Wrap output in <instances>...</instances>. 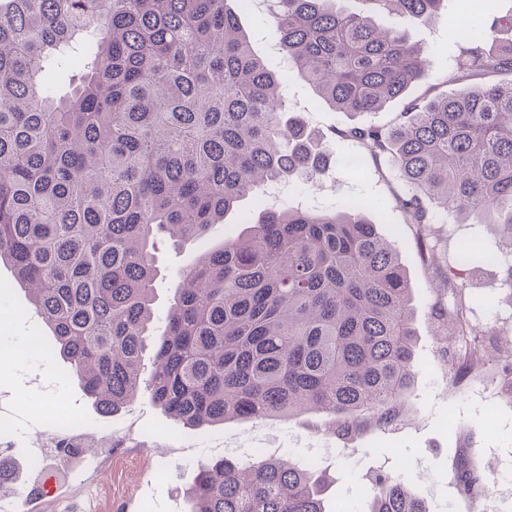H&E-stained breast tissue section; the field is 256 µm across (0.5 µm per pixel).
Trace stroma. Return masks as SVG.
<instances>
[{
	"label": "stroma",
	"mask_w": 512,
	"mask_h": 512,
	"mask_svg": "<svg viewBox=\"0 0 512 512\" xmlns=\"http://www.w3.org/2000/svg\"><path fill=\"white\" fill-rule=\"evenodd\" d=\"M448 15L444 9L429 21L407 27L410 41L427 48L429 61L428 77L414 84L409 96L431 94L451 72L458 46L448 36ZM238 16L254 51L271 70L285 72L287 65L274 45L267 10L253 5L239 10ZM285 97L289 113L326 145L329 170L310 182L289 183L277 208L328 210L352 201L372 202L369 217L398 251L410 278L418 341L415 383L404 401L406 422L392 430L367 425L344 443L326 434L331 418L324 413L188 428L170 419L144 394L112 415H100L66 364L50 352V331L32 312L9 266L0 263V354L16 350L27 336L40 337L42 344L20 364L0 362V412L16 422L10 453L22 466L17 488L0 493V503H11L13 512H26V496L42 477L30 468L39 454L32 443L50 416L79 423L82 433L92 437L93 446L77 456L48 461L46 469L56 472L58 491L43 500L42 512H85V499L76 488L95 485L101 469L107 467L114 487L109 512H188L186 489L199 465L265 451L300 458L325 471L328 512H361L364 492L380 472L401 475L433 512H512V396L490 393L502 379L501 366L489 361L467 377L456 378L451 355L435 333L437 311L456 306L483 335L512 332V289L503 285L502 269L489 262L467 266L461 260L468 241L492 240L490 226L465 223L441 212L431 227L428 249H421L417 226L405 223L396 206L400 183L393 170L376 168L368 160L362 173L354 175L346 166L349 155L363 152L360 145L337 135L339 128L351 124V117L320 103L313 89L296 77L288 80ZM258 214L249 197L204 235L179 246H160L156 322H163L174 301L180 272L202 254L236 239L247 220ZM451 269L459 274L458 288L438 287L440 275ZM142 432L148 438L140 443L136 436ZM115 434L126 436L124 446L113 445ZM462 455L489 479V492L477 497L461 493L455 461Z\"/></svg>",
	"instance_id": "35a3bbf8"
}]
</instances>
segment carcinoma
<instances>
[{
	"label": "carcinoma",
	"instance_id": "carcinoma-1",
	"mask_svg": "<svg viewBox=\"0 0 512 512\" xmlns=\"http://www.w3.org/2000/svg\"><path fill=\"white\" fill-rule=\"evenodd\" d=\"M227 0H0V262L12 267L96 409L110 415L146 390L186 427L233 420L333 417L346 440L373 418H403L414 384L412 294L398 252L367 217L372 206L267 208L244 235L181 273L154 325L159 236L203 235L272 183L313 180L326 152L287 116L286 78L254 52ZM274 0L270 28L288 73L351 117L376 113L425 79L427 53L402 23L445 0ZM499 0H460L458 93L414 99L389 125L339 136L389 160L397 198L427 238L431 202L494 228L512 289V29ZM392 24L380 27L374 15ZM63 71L50 84L48 71ZM438 336L477 335L460 308ZM154 349L144 376L142 354ZM488 358L512 378V339L480 341L454 365ZM461 489L489 483L467 461ZM18 478L0 450V490ZM325 477L295 459L255 455L201 465L188 512H326ZM366 512H432L405 481L379 473Z\"/></svg>",
	"mask_w": 512,
	"mask_h": 512
}]
</instances>
